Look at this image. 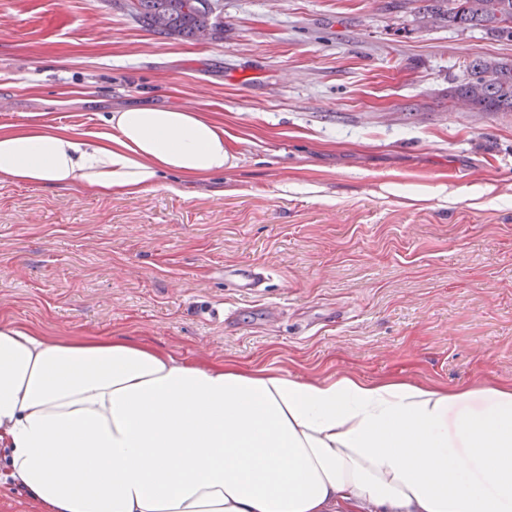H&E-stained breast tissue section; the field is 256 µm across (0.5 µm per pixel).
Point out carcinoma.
Segmentation results:
<instances>
[{
	"mask_svg": "<svg viewBox=\"0 0 512 512\" xmlns=\"http://www.w3.org/2000/svg\"><path fill=\"white\" fill-rule=\"evenodd\" d=\"M486 0H428L423 9L437 14L450 27L481 29L496 38L512 42V0H498V9L489 12ZM134 19L148 30L163 36L183 35L198 39L199 30L211 25L210 13L189 7V0H134ZM454 98L464 99L480 112H512V61L478 58L466 66Z\"/></svg>",
	"mask_w": 512,
	"mask_h": 512,
	"instance_id": "cac0c4a2",
	"label": "carcinoma"
}]
</instances>
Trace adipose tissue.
<instances>
[{"label": "adipose tissue", "instance_id": "ef3b65f1", "mask_svg": "<svg viewBox=\"0 0 512 512\" xmlns=\"http://www.w3.org/2000/svg\"><path fill=\"white\" fill-rule=\"evenodd\" d=\"M0 125V179L136 196L223 173L185 103ZM0 477L38 512H512V380L451 388L186 359L0 323Z\"/></svg>", "mask_w": 512, "mask_h": 512}]
</instances>
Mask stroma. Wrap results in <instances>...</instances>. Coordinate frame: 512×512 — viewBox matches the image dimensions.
Here are the masks:
<instances>
[{"label":"stroma","mask_w":512,"mask_h":512,"mask_svg":"<svg viewBox=\"0 0 512 512\" xmlns=\"http://www.w3.org/2000/svg\"><path fill=\"white\" fill-rule=\"evenodd\" d=\"M420 6L216 0L192 40L128 0H0V125L191 101L231 155L184 196L0 180V323L303 376L512 379V112L449 96L512 42Z\"/></svg>","instance_id":"obj_1"}]
</instances>
